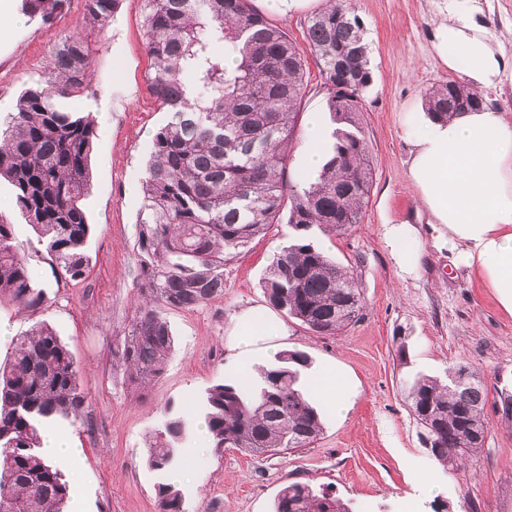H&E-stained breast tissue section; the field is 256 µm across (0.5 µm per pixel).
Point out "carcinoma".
<instances>
[{
  "label": "carcinoma",
  "instance_id": "cac0c4a2",
  "mask_svg": "<svg viewBox=\"0 0 512 512\" xmlns=\"http://www.w3.org/2000/svg\"><path fill=\"white\" fill-rule=\"evenodd\" d=\"M68 0H21L31 19L51 22ZM84 14L109 25L118 0H82ZM307 22L336 128L317 180L289 177L290 146L306 94L303 53L252 0H148L146 52L151 91L169 120L153 137L142 183L137 251L141 303L127 336L112 347L133 385L163 373L174 340L163 309H193L224 295V264L273 224L287 219L294 235L261 282L265 299L320 336H337L361 319L355 279L317 248L310 230L341 232L360 221L372 168L355 102L372 81L369 47L350 0H329ZM225 52L214 53L216 43ZM88 38L70 36L52 50L49 75L23 91L0 133V178L11 186L27 224L45 239L56 279L85 277L89 234L82 200L92 175L96 125L63 106L89 87ZM234 57L227 67L225 57ZM427 114L442 121L475 112L482 96L456 79L422 92ZM15 225L0 217V300L35 309L46 293L14 245ZM311 364L300 350L283 351L253 381L224 380L206 390L203 411L210 447L225 442L253 455L308 448L322 432L319 413L300 387ZM420 440L444 468L478 455L489 433L487 391L465 365L444 377L415 374L403 382ZM87 401L78 365L46 324L15 340L0 367V512H62L70 485L62 463L40 455L39 429L49 420L79 418ZM166 418L146 448L165 473L183 462L187 415ZM160 512H183L178 488L160 482ZM273 512H351L349 504L306 483L284 487Z\"/></svg>",
  "mask_w": 512,
  "mask_h": 512
}]
</instances>
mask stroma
I'll list each match as a JSON object with an SVG mask.
<instances>
[{"mask_svg":"<svg viewBox=\"0 0 512 512\" xmlns=\"http://www.w3.org/2000/svg\"><path fill=\"white\" fill-rule=\"evenodd\" d=\"M254 6L305 47L308 19L326 0H304L282 12L265 0ZM448 0H354L369 45L373 82L364 93L362 134L373 173L360 223L340 233L315 232L314 241L358 280L364 315L341 335L320 336L283 317L279 350H301L313 368L333 366L348 378V409L339 415L315 400L322 432L311 447L253 456L235 448L214 452L192 431L186 445L188 479L179 483L183 512H272L279 491L294 482L327 488L352 512H512V417L497 395L512 388V315L489 289L433 244L425 213L407 178L410 145L404 113L423 111L421 93L458 71L432 48L430 33ZM145 0H119L104 28L86 19L81 0L47 25L22 19L0 31V102L48 73L51 50L65 37L88 35L93 49L90 87L69 100L96 122L93 177L84 199L91 232L86 277L56 285L45 246L23 223L7 182H0V215L17 226L15 244L28 257L47 300L37 310L0 302V363L12 340L40 322L49 324L73 354L87 395L81 421L60 426L78 449L65 475L83 512H159L155 488L166 476L151 469L146 439L165 407L202 402L213 384L232 378L226 345L232 319L249 307H266L259 282L274 253L289 240L288 224L234 254L224 266V294L192 310H167L174 349L162 376L131 386L112 347L123 338L139 300L141 268L135 248L142 206L140 185L156 131L169 115L149 90ZM412 225L423 245L418 269L401 267L384 236L388 224ZM406 348L410 368L399 365ZM470 366L487 385L489 434L482 452L457 473L445 472L418 438L402 389L407 370L443 375Z\"/></svg>","mask_w":512,"mask_h":512,"instance_id":"obj_1","label":"stroma"}]
</instances>
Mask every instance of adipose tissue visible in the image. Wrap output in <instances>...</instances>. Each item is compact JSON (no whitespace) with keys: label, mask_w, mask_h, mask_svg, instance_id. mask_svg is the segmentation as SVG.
<instances>
[{"label":"adipose tissue","mask_w":512,"mask_h":512,"mask_svg":"<svg viewBox=\"0 0 512 512\" xmlns=\"http://www.w3.org/2000/svg\"><path fill=\"white\" fill-rule=\"evenodd\" d=\"M433 48L466 84L485 91L512 76L502 40L475 22L467 0H450L448 15L432 34ZM404 132L411 146L407 177L431 217L436 245L455 255L512 314V121L487 106L438 122L409 112ZM323 113L311 112L303 130L302 181H314L328 143ZM285 327L259 309L235 316L228 347L237 376L249 375L258 356L274 355Z\"/></svg>","instance_id":"obj_1"}]
</instances>
